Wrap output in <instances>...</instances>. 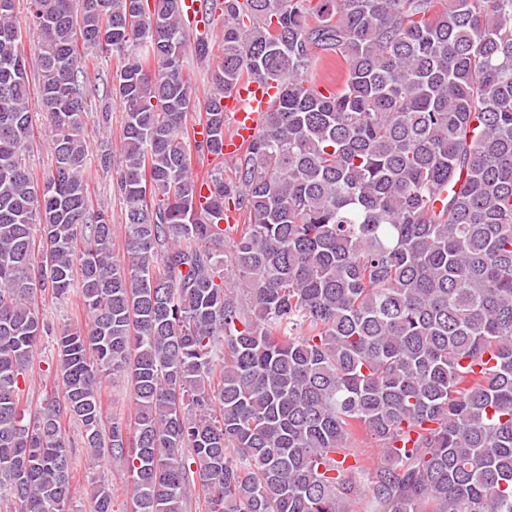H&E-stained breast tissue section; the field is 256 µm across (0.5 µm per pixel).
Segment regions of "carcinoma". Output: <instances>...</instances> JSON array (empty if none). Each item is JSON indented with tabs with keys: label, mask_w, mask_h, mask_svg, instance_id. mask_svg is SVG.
Here are the masks:
<instances>
[{
	"label": "carcinoma",
	"mask_w": 512,
	"mask_h": 512,
	"mask_svg": "<svg viewBox=\"0 0 512 512\" xmlns=\"http://www.w3.org/2000/svg\"><path fill=\"white\" fill-rule=\"evenodd\" d=\"M0 0V488L14 512H68L82 428L126 465L133 512H512V0ZM210 69L195 108L184 56ZM116 59L124 255L84 173L86 60ZM322 55L345 62L327 96ZM280 93L224 177V94ZM52 167L27 164L34 122ZM212 158L205 175L192 156ZM208 194L202 195V189ZM234 206L241 224L224 223ZM229 272H224V254ZM90 324L56 337L61 391L22 389L47 290ZM494 366L471 377L486 353ZM134 396L104 420L105 378ZM360 427L382 449L355 457ZM413 442L412 447L406 443ZM342 459H336V456ZM355 464L344 466L345 457ZM92 512H112L99 485ZM15 15L23 32L22 49L28 61V78L32 97H37L39 88V68L37 66L39 31L27 21L28 11L26 0H16Z\"/></svg>",
	"instance_id": "obj_1"
}]
</instances>
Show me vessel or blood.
Wrapping results in <instances>:
<instances>
[{"mask_svg":"<svg viewBox=\"0 0 512 512\" xmlns=\"http://www.w3.org/2000/svg\"><path fill=\"white\" fill-rule=\"evenodd\" d=\"M276 81L252 78L236 86L225 100V108L233 114V124L224 139V156L233 158L241 145L257 133L261 118L277 94Z\"/></svg>","mask_w":512,"mask_h":512,"instance_id":"vessel-or-blood-1","label":"vessel or blood"}]
</instances>
